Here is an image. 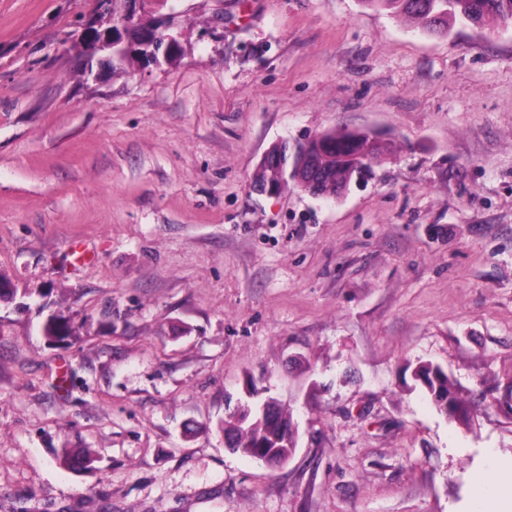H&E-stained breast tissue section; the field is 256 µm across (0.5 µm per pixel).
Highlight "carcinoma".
I'll return each mask as SVG.
<instances>
[{
    "mask_svg": "<svg viewBox=\"0 0 512 512\" xmlns=\"http://www.w3.org/2000/svg\"><path fill=\"white\" fill-rule=\"evenodd\" d=\"M366 6L401 12L431 32L445 33L456 21H464L477 27L495 26L512 21V0H363ZM128 0H112V23L123 27L121 49L112 55V65L129 62H144L142 46L147 38L155 35L154 19L139 16L126 22ZM383 146L372 140L363 131L326 132L299 145L292 153L297 167L315 162L322 185L330 189L337 183L360 175L370 162L380 158ZM415 380L432 397L438 410L459 421L468 417L470 407L458 393L448 373L440 366L430 363L417 366L413 371ZM233 434L235 447L271 451L283 460L295 451L293 436L286 430L292 422L280 411L261 416L259 405L249 406L248 414L241 422L224 423ZM61 461L74 468H86L93 462L89 455L64 449Z\"/></svg>",
    "mask_w": 512,
    "mask_h": 512,
    "instance_id": "carcinoma-1",
    "label": "carcinoma"
}]
</instances>
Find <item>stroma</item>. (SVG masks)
I'll return each mask as SVG.
<instances>
[{
    "instance_id": "obj_1",
    "label": "stroma",
    "mask_w": 512,
    "mask_h": 512,
    "mask_svg": "<svg viewBox=\"0 0 512 512\" xmlns=\"http://www.w3.org/2000/svg\"><path fill=\"white\" fill-rule=\"evenodd\" d=\"M150 9L177 55L88 76L98 0H0V512H470L512 479V23ZM357 130L385 152L342 197L252 192L274 142ZM248 383L297 425L282 466L224 444ZM158 30L156 37L161 40L163 43V48L156 60H150V64L158 65L160 64V58L166 61V57L168 53H174L179 49L178 35L173 31L169 33L170 29L173 26L172 20L170 16H160L156 19ZM413 376L432 397L441 413L459 421L468 417L470 407L466 399L458 393L454 382L442 367L422 364L414 369Z\"/></svg>"
}]
</instances>
